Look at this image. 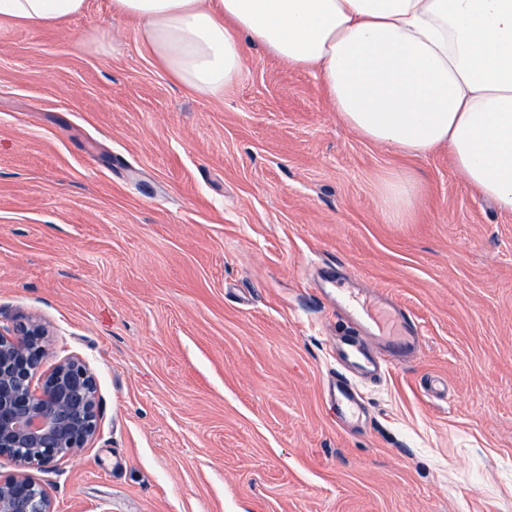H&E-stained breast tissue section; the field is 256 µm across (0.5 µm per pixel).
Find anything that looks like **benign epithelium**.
I'll return each mask as SVG.
<instances>
[{"label": "benign epithelium", "mask_w": 512, "mask_h": 512, "mask_svg": "<svg viewBox=\"0 0 512 512\" xmlns=\"http://www.w3.org/2000/svg\"><path fill=\"white\" fill-rule=\"evenodd\" d=\"M48 336L35 318L0 326V455L23 467L0 480V512H53L48 490L26 469L77 456L98 431L97 385L80 358L63 357L33 386Z\"/></svg>", "instance_id": "benign-epithelium-1"}]
</instances>
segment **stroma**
<instances>
[{
	"label": "stroma",
	"instance_id": "stroma-1",
	"mask_svg": "<svg viewBox=\"0 0 512 512\" xmlns=\"http://www.w3.org/2000/svg\"><path fill=\"white\" fill-rule=\"evenodd\" d=\"M335 263L422 336L353 430L327 400ZM28 317L43 370L78 356L99 397L94 441L35 473L54 512H512V212L258 47L211 99L111 0L0 21V324ZM382 192L391 212L400 216L412 206L416 187L407 177H393L383 183Z\"/></svg>",
	"mask_w": 512,
	"mask_h": 512
}]
</instances>
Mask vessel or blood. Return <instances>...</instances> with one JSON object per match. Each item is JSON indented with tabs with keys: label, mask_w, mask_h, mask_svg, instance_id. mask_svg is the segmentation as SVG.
Instances as JSON below:
<instances>
[{
	"label": "vessel or blood",
	"mask_w": 512,
	"mask_h": 512,
	"mask_svg": "<svg viewBox=\"0 0 512 512\" xmlns=\"http://www.w3.org/2000/svg\"><path fill=\"white\" fill-rule=\"evenodd\" d=\"M376 302L384 318L371 323L353 295L341 288L336 291L337 309L348 312L354 320L353 328L336 339L338 370L329 384L330 398L345 419L358 417L363 409L358 380L381 376L387 362L409 357L420 343L417 324L407 308L381 295Z\"/></svg>",
	"instance_id": "obj_1"
}]
</instances>
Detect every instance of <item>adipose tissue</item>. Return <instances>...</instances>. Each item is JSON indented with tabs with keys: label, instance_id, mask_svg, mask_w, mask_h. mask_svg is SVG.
I'll return each mask as SVG.
<instances>
[{
	"label": "adipose tissue",
	"instance_id": "1",
	"mask_svg": "<svg viewBox=\"0 0 512 512\" xmlns=\"http://www.w3.org/2000/svg\"><path fill=\"white\" fill-rule=\"evenodd\" d=\"M179 83L222 97L247 46L313 70L357 135L415 156L444 146L512 212V0H111ZM87 0H0V20L55 26Z\"/></svg>",
	"mask_w": 512,
	"mask_h": 512
}]
</instances>
